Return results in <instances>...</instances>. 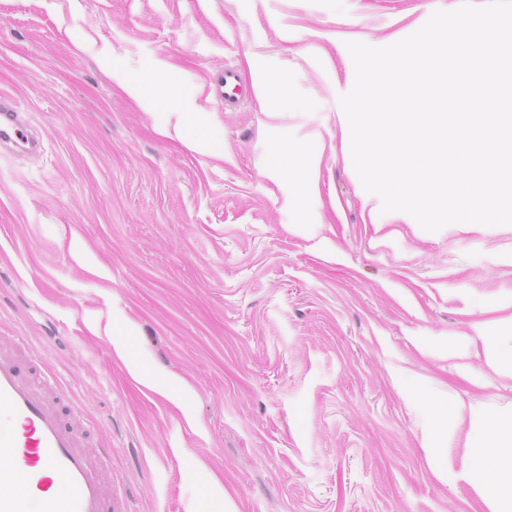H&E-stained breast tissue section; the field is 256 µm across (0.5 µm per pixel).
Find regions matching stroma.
<instances>
[{"label":"stroma","mask_w":512,"mask_h":512,"mask_svg":"<svg viewBox=\"0 0 512 512\" xmlns=\"http://www.w3.org/2000/svg\"><path fill=\"white\" fill-rule=\"evenodd\" d=\"M459 3L0 0V88L44 143L0 153V341L111 449L124 512H492L512 225L383 212L339 104L348 43ZM227 67L258 95L211 93ZM496 435L487 438L488 446L494 448L493 453L486 452L483 448L478 451V456L483 468V490L487 498L512 499V480L507 479L501 467V460L512 458L510 444L499 441Z\"/></svg>","instance_id":"stroma-1"}]
</instances>
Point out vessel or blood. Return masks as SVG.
<instances>
[{
	"label": "vessel or blood",
	"mask_w": 512,
	"mask_h": 512,
	"mask_svg": "<svg viewBox=\"0 0 512 512\" xmlns=\"http://www.w3.org/2000/svg\"><path fill=\"white\" fill-rule=\"evenodd\" d=\"M217 97L233 103L251 96L233 69L214 81ZM26 121L11 95L0 91V147L40 153L39 137L26 135ZM0 512H120L122 503L102 483L78 430L28 380L22 365L0 353Z\"/></svg>",
	"instance_id": "b4317fda"
}]
</instances>
